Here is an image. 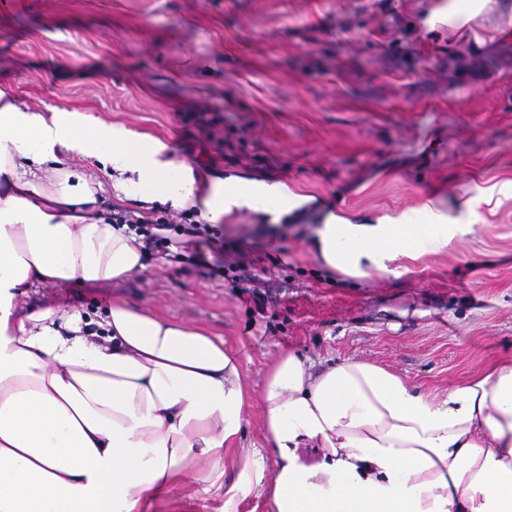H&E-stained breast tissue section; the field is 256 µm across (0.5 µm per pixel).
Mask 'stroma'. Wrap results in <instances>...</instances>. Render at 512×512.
Instances as JSON below:
<instances>
[{"label": "stroma", "mask_w": 512, "mask_h": 512, "mask_svg": "<svg viewBox=\"0 0 512 512\" xmlns=\"http://www.w3.org/2000/svg\"><path fill=\"white\" fill-rule=\"evenodd\" d=\"M447 2L0 0V89L22 109L89 115L210 177L299 200L277 216L226 213L223 275L149 253L121 282H60L25 308L93 317L118 297L206 328L256 391L288 349L319 368L370 361L432 396L511 359L512 0L461 27L426 25ZM60 157L102 183L103 211L142 212L98 160ZM427 207L474 229L363 278L315 247L328 215L412 224ZM242 239L243 290L231 270ZM165 507L224 512V493L191 476Z\"/></svg>", "instance_id": "1"}]
</instances>
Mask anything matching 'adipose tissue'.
<instances>
[{
	"label": "adipose tissue",
	"mask_w": 512,
	"mask_h": 512,
	"mask_svg": "<svg viewBox=\"0 0 512 512\" xmlns=\"http://www.w3.org/2000/svg\"><path fill=\"white\" fill-rule=\"evenodd\" d=\"M61 149L100 160L125 195L195 207L211 224L297 201L274 185L207 180L89 116L22 111L0 90V512H153L187 472L223 475L251 391L223 339L125 301L95 322L20 313L29 289L118 282L143 266L134 235L99 210L93 180ZM471 230L434 210L419 224L332 215L315 244L327 266L363 277ZM260 402L276 466L245 456L224 512L255 492L266 512H512V361L438 398L375 363L318 371L288 351L268 366Z\"/></svg>",
	"instance_id": "adipose-tissue-1"
}]
</instances>
